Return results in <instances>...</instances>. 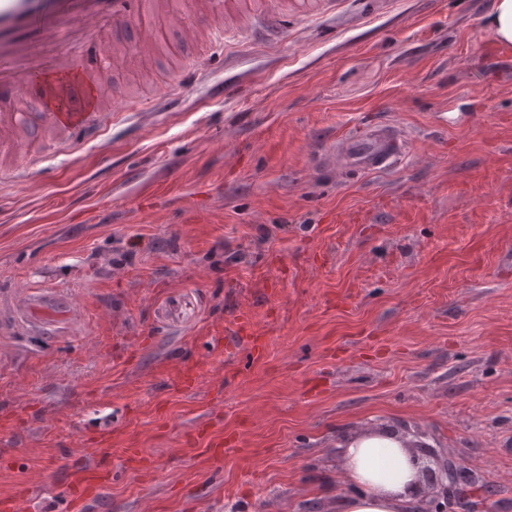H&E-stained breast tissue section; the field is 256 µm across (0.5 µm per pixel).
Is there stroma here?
Segmentation results:
<instances>
[{
  "mask_svg": "<svg viewBox=\"0 0 512 512\" xmlns=\"http://www.w3.org/2000/svg\"><path fill=\"white\" fill-rule=\"evenodd\" d=\"M493 2L334 0L212 54L155 17L126 30L160 46L113 75L133 100L209 77L48 149L32 129L34 154L0 162V297L26 279L72 308L53 334L0 313V498L332 512L340 438L387 426L467 467L477 512H512V47ZM384 118L403 168L317 162ZM73 448L105 474L81 499Z\"/></svg>",
  "mask_w": 512,
  "mask_h": 512,
  "instance_id": "35a3bbf8",
  "label": "stroma"
}]
</instances>
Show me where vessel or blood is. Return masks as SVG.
<instances>
[{
    "label": "vessel or blood",
    "instance_id": "b4317fda",
    "mask_svg": "<svg viewBox=\"0 0 512 512\" xmlns=\"http://www.w3.org/2000/svg\"><path fill=\"white\" fill-rule=\"evenodd\" d=\"M237 0H0V96L41 89L40 121L65 134L107 128L115 108L103 105L100 79L112 51L139 12L161 15L183 44L223 49L238 28L221 24ZM112 29L117 41L104 48ZM409 154L399 126L391 122L340 137L325 157L365 173L397 168Z\"/></svg>",
    "mask_w": 512,
    "mask_h": 512
}]
</instances>
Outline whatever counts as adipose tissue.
Segmentation results:
<instances>
[{
  "label": "adipose tissue",
  "instance_id": "obj_1",
  "mask_svg": "<svg viewBox=\"0 0 512 512\" xmlns=\"http://www.w3.org/2000/svg\"><path fill=\"white\" fill-rule=\"evenodd\" d=\"M339 455L343 480L354 492L337 500L336 512H415L421 482L416 449L389 435L351 434Z\"/></svg>",
  "mask_w": 512,
  "mask_h": 512
}]
</instances>
